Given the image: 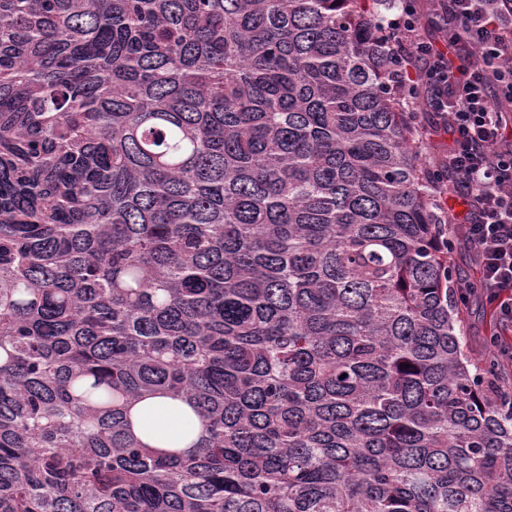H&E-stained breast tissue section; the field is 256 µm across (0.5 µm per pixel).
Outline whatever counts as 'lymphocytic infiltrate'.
<instances>
[{
  "label": "lymphocytic infiltrate",
  "instance_id": "lymphocytic-infiltrate-1",
  "mask_svg": "<svg viewBox=\"0 0 512 512\" xmlns=\"http://www.w3.org/2000/svg\"><path fill=\"white\" fill-rule=\"evenodd\" d=\"M426 13L440 17L439 39L423 32ZM386 28L391 82L449 129V186L473 197L468 224L448 232L463 234L487 303L512 322V10L500 0H398Z\"/></svg>",
  "mask_w": 512,
  "mask_h": 512
}]
</instances>
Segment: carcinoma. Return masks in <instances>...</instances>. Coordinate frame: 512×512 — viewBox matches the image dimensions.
<instances>
[{
  "label": "carcinoma",
  "instance_id": "carcinoma-1",
  "mask_svg": "<svg viewBox=\"0 0 512 512\" xmlns=\"http://www.w3.org/2000/svg\"><path fill=\"white\" fill-rule=\"evenodd\" d=\"M366 2L0 0V512H512ZM152 407L150 414L143 412L140 416V424L136 426V433L141 434L144 427L147 426L153 437L180 443L179 447H185L188 441L184 440V433L188 425L186 419L181 414L171 409L172 401L167 398L157 397L147 401Z\"/></svg>",
  "mask_w": 512,
  "mask_h": 512
}]
</instances>
